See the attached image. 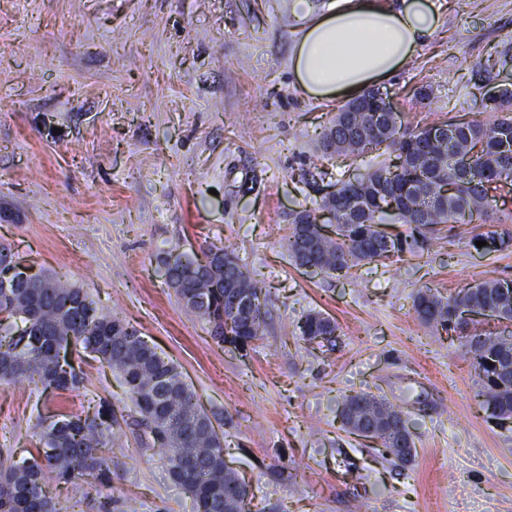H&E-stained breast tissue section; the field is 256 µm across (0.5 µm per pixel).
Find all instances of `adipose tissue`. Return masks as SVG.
<instances>
[{"instance_id": "adipose-tissue-1", "label": "adipose tissue", "mask_w": 512, "mask_h": 512, "mask_svg": "<svg viewBox=\"0 0 512 512\" xmlns=\"http://www.w3.org/2000/svg\"><path fill=\"white\" fill-rule=\"evenodd\" d=\"M291 12L304 26L291 54L296 88L304 96H354L388 80L438 30L435 0H336L314 12L311 0H292Z\"/></svg>"}]
</instances>
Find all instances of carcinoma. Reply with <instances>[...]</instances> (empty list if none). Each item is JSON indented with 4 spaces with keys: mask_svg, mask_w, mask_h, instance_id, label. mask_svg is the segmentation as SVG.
<instances>
[{
    "mask_svg": "<svg viewBox=\"0 0 512 512\" xmlns=\"http://www.w3.org/2000/svg\"><path fill=\"white\" fill-rule=\"evenodd\" d=\"M495 119L486 123L448 121L444 144L432 139L436 123L409 130L396 112L378 111L369 90L345 104L323 133L326 156L353 162L385 145L396 152L389 164L371 166L354 181L336 180L320 210L333 212L335 224L317 223V211L299 212L286 241L294 262L311 263L329 274L346 275L362 263L386 260L403 251V240L383 225L392 220L430 231L437 224H485L491 192L512 181V89L490 98ZM469 170L459 171L461 157ZM490 241L495 249L512 246V237L488 231L470 243ZM166 280L179 285L181 303L211 326L219 344L245 347L266 330L262 289L234 250L210 246L204 259L171 249L160 257ZM14 254L0 246V383L20 384L34 375L44 390L75 392L86 378L78 363L93 354L123 379L137 414L135 425L152 445L167 455L176 485L194 503V512H245L247 485L224 466V439L210 430L211 417L201 409L181 372L162 358L138 332L98 309L83 288L48 274L25 280L9 274ZM254 297V309L243 316L233 306L231 282ZM488 308L512 322V280L488 278L444 297L432 289L413 297L416 318L437 330L458 331V314ZM301 336L319 346L332 342L336 321L320 312L305 316ZM464 355L478 371L481 395L493 414L512 418V378L499 368L512 344L500 337L474 333L463 343ZM342 427L353 421L385 419L374 435L396 464L412 461L415 448L403 412L368 392L344 396ZM119 422L111 409L100 407L85 416L59 413L39 418L42 451L21 465L0 459V512H61L49 495L50 481L67 484L66 501L77 506L110 486L112 447Z\"/></svg>",
    "mask_w": 512,
    "mask_h": 512,
    "instance_id": "obj_1",
    "label": "carcinoma"
}]
</instances>
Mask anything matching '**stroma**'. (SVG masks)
<instances>
[{
    "mask_svg": "<svg viewBox=\"0 0 512 512\" xmlns=\"http://www.w3.org/2000/svg\"><path fill=\"white\" fill-rule=\"evenodd\" d=\"M291 0H0V244L68 279L174 362L224 435L251 512H512V419L492 417L457 337L416 319L412 301L486 278L512 280V248L449 236L422 256L362 263L349 277L289 258L295 215L319 208L322 132L343 100L294 84ZM443 24L381 90L403 126L486 122L512 87V0H438ZM233 244L265 294L267 329L243 350L217 345L157 256ZM312 311L334 344L304 341ZM79 392L0 384V450L30 458L38 412L109 401L122 430L112 512H192L166 460L132 432L110 367L86 359ZM399 406L416 454L397 466L344 430V395Z\"/></svg>",
    "mask_w": 512,
    "mask_h": 512,
    "instance_id": "35a3bbf8",
    "label": "stroma"
}]
</instances>
